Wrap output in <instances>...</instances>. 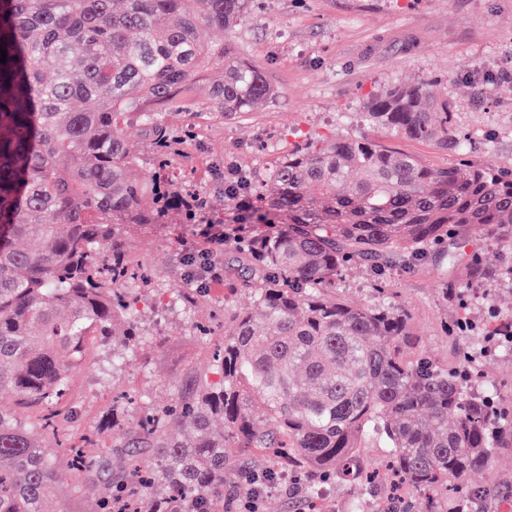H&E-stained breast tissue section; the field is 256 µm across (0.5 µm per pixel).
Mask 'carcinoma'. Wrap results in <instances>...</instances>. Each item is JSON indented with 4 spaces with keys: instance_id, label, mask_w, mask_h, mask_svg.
I'll use <instances>...</instances> for the list:
<instances>
[{
    "instance_id": "obj_1",
    "label": "carcinoma",
    "mask_w": 512,
    "mask_h": 512,
    "mask_svg": "<svg viewBox=\"0 0 512 512\" xmlns=\"http://www.w3.org/2000/svg\"><path fill=\"white\" fill-rule=\"evenodd\" d=\"M0 0V390L41 410L34 424L0 405V512H49L53 466L43 454L59 434L58 405L90 343L130 336L121 319L134 280L125 240L136 224H194L208 207L170 176L197 124L240 117L274 95L254 65L224 60L211 29L231 31L248 0ZM210 111L169 109L212 69ZM366 120L412 140L462 151L446 97L425 85L371 96ZM139 127L141 150L125 138ZM235 223L226 269L251 294L224 309V356L191 372L172 403L146 404L119 429L108 456L89 437L70 464L81 491L105 512H157L174 503L224 512L241 480L224 452H251L267 480L308 471L356 475L371 432L384 436L396 472L430 512H459L484 490L468 474L512 447V406L473 392L470 347L456 366L405 350L409 316L384 304L336 297L353 265L415 259L448 232L512 224V170L493 162L444 168L350 135L311 139L256 175L224 187ZM512 353V316L494 326ZM455 420L448 422V412ZM153 448L161 464L142 460ZM102 469L116 473L94 479Z\"/></svg>"
}]
</instances>
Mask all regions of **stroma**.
Wrapping results in <instances>:
<instances>
[{"mask_svg": "<svg viewBox=\"0 0 512 512\" xmlns=\"http://www.w3.org/2000/svg\"><path fill=\"white\" fill-rule=\"evenodd\" d=\"M214 43L229 58L261 68L276 94L236 119L202 125L175 176H189L197 193L213 202L211 221L233 228L234 212L224 201V183L214 168L260 171L306 138L351 134L417 155L424 163L446 167L458 154L431 142L412 141L370 125L363 112L368 98L399 84L428 83L448 98L460 134L486 132L488 146H477L468 160H493L512 169V0H252L231 33L213 30ZM193 225L145 224L130 246L154 282L136 305L142 343L135 357L112 365L111 340H97L75 373L60 421L79 435L98 425L117 391L145 393L154 403H170L190 369L207 349L190 332V321L210 324L224 306L243 308L247 290L216 282L192 312L171 302V290L184 282L183 256L193 243ZM468 253L488 268L512 265V229L470 230ZM456 237L430 249L422 259L388 264L383 273L361 267L345 273L338 293L355 304L377 301L406 309L418 342L416 351L439 363L455 364L458 350L446 324L471 322L478 331L512 311V283L462 287L447 301L443 290L460 285L459 267L445 255ZM383 277L390 290L377 297L371 289ZM481 383L493 384L501 400L512 403V355L492 350L479 362ZM54 479L45 491L49 512H99L94 496L76 492L77 479L66 466L63 449L48 444ZM388 450L371 439L356 468L375 472L371 483L313 478L301 494L278 492L264 512H381L392 497ZM472 485L487 489L484 512H512V449L471 473Z\"/></svg>", "mask_w": 512, "mask_h": 512, "instance_id": "35a3bbf8", "label": "stroma"}]
</instances>
